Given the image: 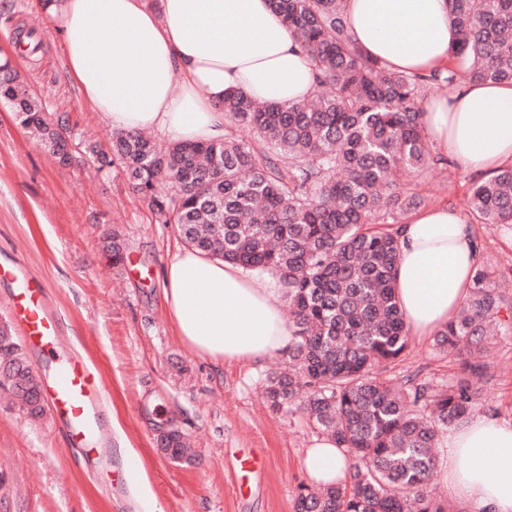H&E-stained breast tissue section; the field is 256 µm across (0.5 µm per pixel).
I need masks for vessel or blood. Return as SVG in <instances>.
<instances>
[{
    "label": "vessel or blood",
    "mask_w": 512,
    "mask_h": 512,
    "mask_svg": "<svg viewBox=\"0 0 512 512\" xmlns=\"http://www.w3.org/2000/svg\"><path fill=\"white\" fill-rule=\"evenodd\" d=\"M1 279L12 283L9 310L14 323L26 344L45 358L40 390L68 445L87 455L110 450L112 431L102 418L100 374L82 357L65 351L61 323L45 299L42 281L0 265Z\"/></svg>",
    "instance_id": "b4317fda"
}]
</instances>
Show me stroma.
<instances>
[{"mask_svg": "<svg viewBox=\"0 0 512 512\" xmlns=\"http://www.w3.org/2000/svg\"><path fill=\"white\" fill-rule=\"evenodd\" d=\"M35 31L38 54L14 34ZM0 58L10 61L46 112L67 114L77 156L58 163L0 104V261L18 263L45 286L67 347L99 371L112 450L82 457L49 414L31 415L0 385V512H141V493L164 512H294L305 481L302 454L317 438L300 409L274 411L263 389L284 358L256 366L217 365L190 353L161 295L165 266L184 243L136 195L121 166L99 171L87 145L109 150L112 129L68 72L61 36L39 0H0ZM479 174L455 162L422 176L426 205H445L473 224L477 260L512 281V227L476 222L468 208ZM119 236L124 258L112 259ZM433 337L413 338L392 379L447 384L458 370ZM480 411L512 422V336H495L485 356ZM176 430L191 443L175 461L159 439ZM255 456L254 471L239 460Z\"/></svg>", "mask_w": 512, "mask_h": 512, "instance_id": "obj_1", "label": "stroma"}]
</instances>
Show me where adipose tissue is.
Listing matches in <instances>:
<instances>
[{"instance_id":"obj_1","label":"adipose tissue","mask_w":512,"mask_h":512,"mask_svg":"<svg viewBox=\"0 0 512 512\" xmlns=\"http://www.w3.org/2000/svg\"><path fill=\"white\" fill-rule=\"evenodd\" d=\"M345 20L369 57L405 74L447 64L459 39L448 0H344ZM61 35L69 71L118 132L151 129L174 141L224 137V97L240 90L293 105L313 92L312 63L270 0H41ZM93 30L101 39H90ZM422 121L437 149L465 168L495 172L512 162V86L473 81L431 95ZM470 224L445 206L401 227L395 285L413 335H432L458 312L476 262ZM162 295L176 332L217 363L259 364L287 348L283 294L267 279L186 247L167 265ZM452 496L475 512H512V424L474 413L452 427L439 457ZM310 482L346 478L330 438L302 457Z\"/></svg>"}]
</instances>
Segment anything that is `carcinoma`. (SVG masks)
<instances>
[{
  "mask_svg": "<svg viewBox=\"0 0 512 512\" xmlns=\"http://www.w3.org/2000/svg\"><path fill=\"white\" fill-rule=\"evenodd\" d=\"M310 57L320 91L289 107L242 92L224 97V139L159 147L140 132L112 134L111 153L94 151L103 171L117 164L135 192L185 243L278 278L292 315L288 372L267 379L276 410L305 396L313 425L346 456L344 482L298 485L295 512H465L431 485L435 444L468 417L481 389L460 376L436 389L379 371L401 357L410 331L394 289L399 219L422 197L400 187L436 163L418 100L437 82L512 84V0H448L459 29L454 54L469 61L429 75L394 71L364 54L348 32L343 0H271ZM0 102L61 162L65 122L9 62L0 63ZM469 209L483 224L512 226V165L477 182ZM495 271L475 266L469 296L437 331L441 352L461 353L481 377L490 329L512 334ZM0 367L27 411L42 412L36 379L12 337L0 332ZM172 459L186 439H160Z\"/></svg>",
  "mask_w": 512,
  "mask_h": 512,
  "instance_id": "obj_1",
  "label": "carcinoma"
}]
</instances>
